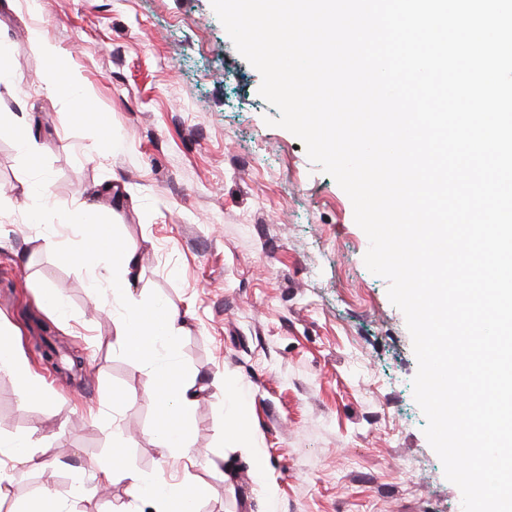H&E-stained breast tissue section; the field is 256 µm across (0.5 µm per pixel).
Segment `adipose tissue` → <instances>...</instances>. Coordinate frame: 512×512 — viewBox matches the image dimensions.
<instances>
[{
    "mask_svg": "<svg viewBox=\"0 0 512 512\" xmlns=\"http://www.w3.org/2000/svg\"><path fill=\"white\" fill-rule=\"evenodd\" d=\"M88 258L109 254L112 259V292L125 290L130 274L139 262L136 248L115 238L108 224L95 226L85 241ZM181 331L175 317L160 307L138 308L127 313L116 332L125 353L140 359L149 378L150 391L156 400L157 424L154 436L158 447L173 451L185 466L199 462L196 449L191 448L184 424L195 404L193 377L175 372L172 365L157 360V346L172 343ZM132 496L146 499L152 512H196L207 497L205 483L170 482L152 473L126 470Z\"/></svg>",
    "mask_w": 512,
    "mask_h": 512,
    "instance_id": "ef3b65f1",
    "label": "adipose tissue"
}]
</instances>
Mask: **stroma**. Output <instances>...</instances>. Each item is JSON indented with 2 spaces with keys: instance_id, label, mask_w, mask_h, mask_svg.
<instances>
[{
  "instance_id": "stroma-1",
  "label": "stroma",
  "mask_w": 512,
  "mask_h": 512,
  "mask_svg": "<svg viewBox=\"0 0 512 512\" xmlns=\"http://www.w3.org/2000/svg\"><path fill=\"white\" fill-rule=\"evenodd\" d=\"M4 43L0 325L42 392L21 399L0 367V438L29 437L37 459L0 512L45 493L66 512H150L122 475L99 480L116 453L129 469L207 482L199 512H459L413 396L405 316L364 263L352 202L274 126L280 113L211 0H0ZM72 72L88 110L48 92ZM91 203L138 249L126 297L107 276L90 287V228L55 220ZM47 288L60 309L44 304ZM143 302L183 327L161 352L196 380L187 437L202 457L189 470L157 447L147 376L116 342L121 315ZM42 322L62 362L83 356L81 374L44 363ZM241 431L254 448L237 447Z\"/></svg>"
}]
</instances>
